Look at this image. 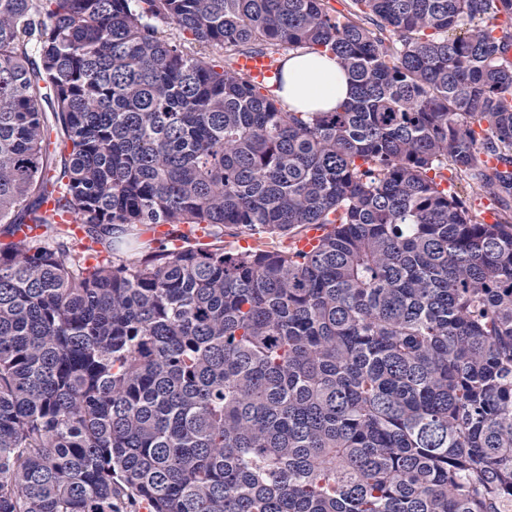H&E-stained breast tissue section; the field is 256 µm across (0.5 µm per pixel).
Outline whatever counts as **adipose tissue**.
Returning a JSON list of instances; mask_svg holds the SVG:
<instances>
[{"label": "adipose tissue", "mask_w": 512, "mask_h": 512, "mask_svg": "<svg viewBox=\"0 0 512 512\" xmlns=\"http://www.w3.org/2000/svg\"><path fill=\"white\" fill-rule=\"evenodd\" d=\"M281 97L298 112H330L351 97L350 81L335 58L315 52L290 55Z\"/></svg>", "instance_id": "ef3b65f1"}]
</instances>
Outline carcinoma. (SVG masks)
Here are the masks:
<instances>
[{
	"mask_svg": "<svg viewBox=\"0 0 512 512\" xmlns=\"http://www.w3.org/2000/svg\"><path fill=\"white\" fill-rule=\"evenodd\" d=\"M502 16L512 0H0V512H505ZM307 51L350 79L333 112L291 110L281 63L265 88L234 68ZM312 224L317 245H289ZM444 173L448 176V185H452L458 193L466 197L475 212H485L484 216L488 217L492 209H496L493 199L480 187L479 183L464 174H452L450 170Z\"/></svg>",
	"mask_w": 512,
	"mask_h": 512,
	"instance_id": "carcinoma-1",
	"label": "carcinoma"
}]
</instances>
